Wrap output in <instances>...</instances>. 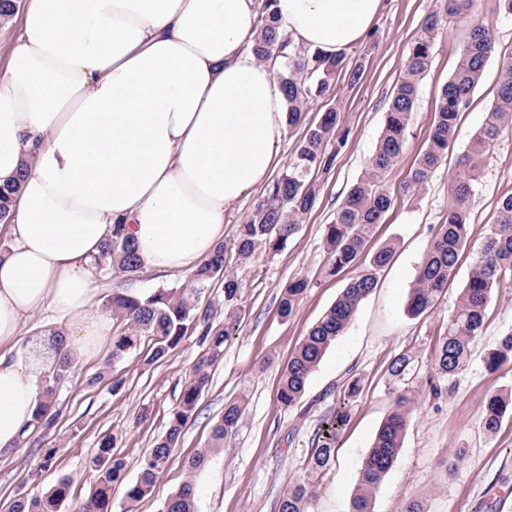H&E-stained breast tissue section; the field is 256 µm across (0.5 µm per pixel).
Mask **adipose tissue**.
Instances as JSON below:
<instances>
[{"label": "adipose tissue", "mask_w": 512, "mask_h": 512, "mask_svg": "<svg viewBox=\"0 0 512 512\" xmlns=\"http://www.w3.org/2000/svg\"><path fill=\"white\" fill-rule=\"evenodd\" d=\"M259 0H28L0 67V185L18 183L0 250V455L30 430L50 312L92 355L112 332L92 260L126 225L143 267L193 272L224 219L282 163L287 100L252 51ZM292 39L334 57L382 0H273Z\"/></svg>", "instance_id": "1"}]
</instances>
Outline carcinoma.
Segmentation results:
<instances>
[{"label": "carcinoma", "instance_id": "carcinoma-1", "mask_svg": "<svg viewBox=\"0 0 512 512\" xmlns=\"http://www.w3.org/2000/svg\"><path fill=\"white\" fill-rule=\"evenodd\" d=\"M471 4L472 0H440L439 9L424 19L419 34L410 44L404 75L386 112L375 152L363 175L348 191L335 220L326 225V244L330 253L328 275L336 276L354 266L369 249L374 227L393 203L383 182L402 154L418 82L428 68L438 36L443 34L447 24L464 15ZM269 6L270 0H261L257 17L260 37L254 46L260 59L280 55L287 44L286 38L278 36L276 17ZM493 52L494 43L489 31L482 26L472 28L460 48L453 72L441 88L426 149L403 186L405 195L415 196L447 156L457 132L461 109L481 80ZM341 64L339 57L310 53L301 46L286 57L276 77L287 99L288 127L305 121L308 103L330 91ZM498 64L501 80L488 121L474 133L468 152L459 159L461 172L451 185L454 205L448 209L444 223L439 225L418 270L407 304L412 316L430 310L438 294L453 278L460 255L470 246L468 203L477 181V159L505 130L512 128V53L501 56ZM338 127L339 113L333 109L306 127L285 171L267 186L251 217L240 225L233 246L229 248L224 242H218L210 257L189 275L186 287L158 288L139 295L122 288L112 290L106 300V311L123 322V328L112 338V361L137 350L144 336L154 340L147 362L160 361L182 342L188 332L198 327L201 328L200 341L207 345V357L195 366L190 384L171 412L164 435L142 457L135 479L127 478L126 463L114 451L119 436L112 433L100 438L96 453L89 460L94 490L79 506V512H112V488L116 485H125V497L131 506L150 495L157 478L167 467L173 449L178 446L183 427L195 413L199 396L209 384L210 367L221 359L224 343L230 340L234 331L235 320L216 324L212 313H199V296L219 282L224 309L231 312L238 309L241 284L227 271L228 250H234L240 259H247L259 246L274 254L286 247L316 201V185L309 175L316 170L328 171L335 161L336 153H328L326 149L331 139L337 136ZM17 188L15 183L0 187L1 224L10 221L11 196ZM391 257L389 245L374 250L368 265L347 283L336 302L310 327L281 368L278 399L284 407L289 409L300 403L312 372L343 335L359 304L376 288L377 276ZM94 266L101 273L121 278L132 277L141 269L137 247L126 234L125 225L112 226V234ZM504 283L512 284V195L500 201L496 222L479 247L477 263L462 290L455 314L448 319V326L441 336L435 356V370L441 377H453L467 367L473 345L483 333L486 307L494 290ZM308 287V280L302 277L291 280L284 287L278 302L281 317L289 318L296 312ZM509 360H512V330L506 332L498 347L487 355L485 367L494 370ZM411 364V357L401 353L390 362L388 372L401 380L410 371ZM74 365L75 357L64 333L53 332L49 337L44 380L33 426L47 429L56 422L60 412L57 392L73 372ZM509 410L512 411V397L492 393L481 417L484 431L496 433ZM409 415L408 398L400 394L363 457L351 512H372V494L398 458ZM242 416L241 403L227 404L223 417L213 428L214 440H224ZM347 418V410L341 409L322 420L311 440L307 475L291 483L279 500L278 512H306V505L315 494L314 478L331 468L337 432ZM70 489V478L62 476L46 491L15 500L12 512H63ZM196 494L193 481H186L163 501L159 512H195Z\"/></svg>", "mask_w": 512, "mask_h": 512}]
</instances>
